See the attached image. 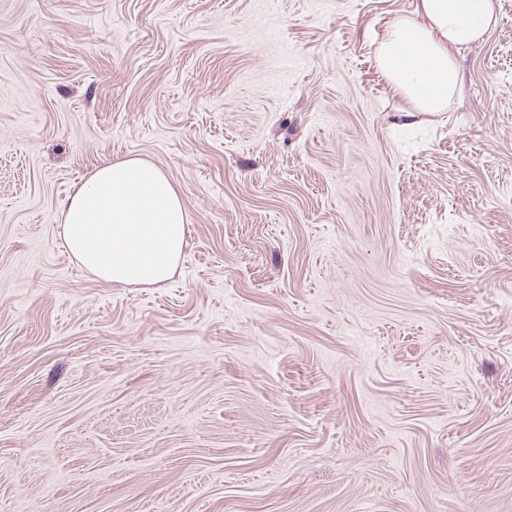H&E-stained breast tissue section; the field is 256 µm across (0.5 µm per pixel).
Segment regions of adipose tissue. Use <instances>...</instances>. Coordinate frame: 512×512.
I'll return each instance as SVG.
<instances>
[{
  "instance_id": "ef3b65f1",
  "label": "adipose tissue",
  "mask_w": 512,
  "mask_h": 512,
  "mask_svg": "<svg viewBox=\"0 0 512 512\" xmlns=\"http://www.w3.org/2000/svg\"><path fill=\"white\" fill-rule=\"evenodd\" d=\"M418 19L391 27L376 63L416 112H442L459 96L451 50L481 41L495 25L494 0H420ZM59 235L94 277L121 287L157 286L176 273L189 227L180 193L137 157L97 168L64 202Z\"/></svg>"
}]
</instances>
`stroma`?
I'll return each mask as SVG.
<instances>
[{
  "mask_svg": "<svg viewBox=\"0 0 512 512\" xmlns=\"http://www.w3.org/2000/svg\"><path fill=\"white\" fill-rule=\"evenodd\" d=\"M412 112L418 0H0V512H512V0ZM140 157L173 278L60 206ZM60 217L68 252L110 285L165 283L188 244L179 191L158 167L137 157L97 168L67 198Z\"/></svg>",
  "mask_w": 512,
  "mask_h": 512,
  "instance_id": "35a3bbf8",
  "label": "stroma"
}]
</instances>
